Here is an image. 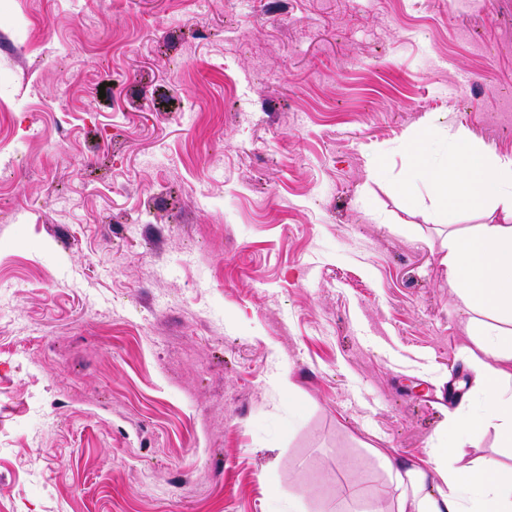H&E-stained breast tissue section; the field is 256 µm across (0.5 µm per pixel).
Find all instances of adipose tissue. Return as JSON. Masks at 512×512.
<instances>
[{
  "mask_svg": "<svg viewBox=\"0 0 512 512\" xmlns=\"http://www.w3.org/2000/svg\"><path fill=\"white\" fill-rule=\"evenodd\" d=\"M446 144L445 164L434 154ZM409 165L400 183L408 208L426 187L438 223L448 225V286L472 314L477 350L470 360L482 380L486 404L463 409L434 448L436 467L390 465L400 491L398 512H512V465L494 459L474 468L453 455L470 436L496 422L501 447L512 449V156L476 143L461 127L440 135L425 125L405 143ZM495 212V220L458 231L461 215Z\"/></svg>",
  "mask_w": 512,
  "mask_h": 512,
  "instance_id": "ef3b65f1",
  "label": "adipose tissue"
}]
</instances>
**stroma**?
I'll list each match as a JSON object with an SVG mask.
<instances>
[{
    "label": "stroma",
    "mask_w": 512,
    "mask_h": 512,
    "mask_svg": "<svg viewBox=\"0 0 512 512\" xmlns=\"http://www.w3.org/2000/svg\"><path fill=\"white\" fill-rule=\"evenodd\" d=\"M442 120L512 155V0H0V512H397L482 401Z\"/></svg>",
    "instance_id": "1"
}]
</instances>
